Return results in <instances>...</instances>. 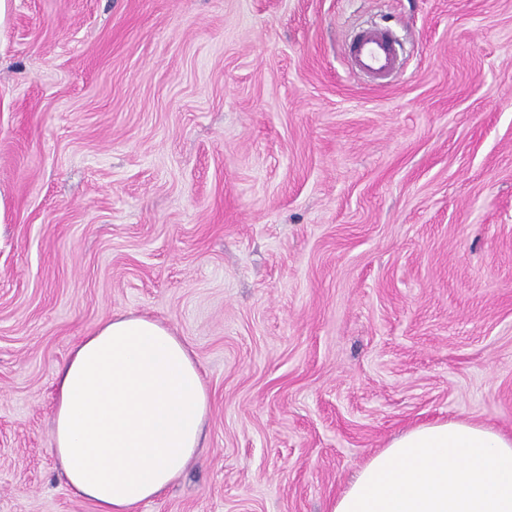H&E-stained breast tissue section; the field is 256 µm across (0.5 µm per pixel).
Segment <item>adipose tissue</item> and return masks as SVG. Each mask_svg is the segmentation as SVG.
I'll return each instance as SVG.
<instances>
[{"instance_id": "adipose-tissue-1", "label": "adipose tissue", "mask_w": 512, "mask_h": 512, "mask_svg": "<svg viewBox=\"0 0 512 512\" xmlns=\"http://www.w3.org/2000/svg\"><path fill=\"white\" fill-rule=\"evenodd\" d=\"M56 379L53 452L95 512H138L201 446L203 375L156 319L102 321ZM328 512H512V436L459 419L414 427L372 456Z\"/></svg>"}]
</instances>
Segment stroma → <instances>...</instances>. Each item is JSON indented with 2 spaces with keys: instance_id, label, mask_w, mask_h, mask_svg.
<instances>
[{
  "instance_id": "1",
  "label": "stroma",
  "mask_w": 512,
  "mask_h": 512,
  "mask_svg": "<svg viewBox=\"0 0 512 512\" xmlns=\"http://www.w3.org/2000/svg\"><path fill=\"white\" fill-rule=\"evenodd\" d=\"M366 26L381 85L343 56ZM127 313L210 397L140 512H326L416 425L512 436V0H10L0 512H94L55 376ZM345 53L352 67L374 81H384L397 66V51L384 30L366 29L349 45Z\"/></svg>"
}]
</instances>
